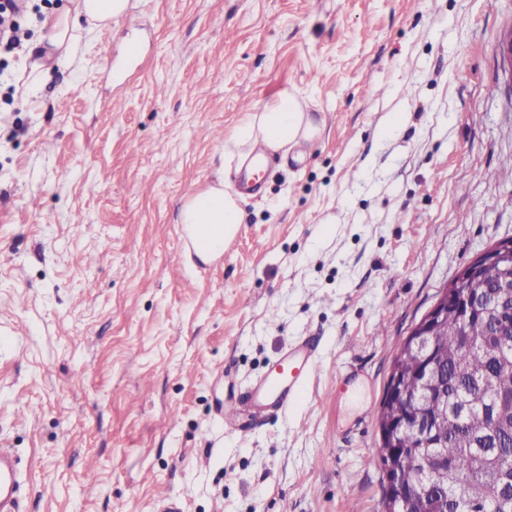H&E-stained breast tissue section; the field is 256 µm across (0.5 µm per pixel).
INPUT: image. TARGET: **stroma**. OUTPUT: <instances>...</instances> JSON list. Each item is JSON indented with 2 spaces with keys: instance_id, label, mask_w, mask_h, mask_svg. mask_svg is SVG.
<instances>
[{
  "instance_id": "35a3bbf8",
  "label": "stroma",
  "mask_w": 512,
  "mask_h": 512,
  "mask_svg": "<svg viewBox=\"0 0 512 512\" xmlns=\"http://www.w3.org/2000/svg\"><path fill=\"white\" fill-rule=\"evenodd\" d=\"M130 2L74 21L70 66L42 54L68 0L0 53V448L21 512H382L397 351L512 237V0ZM286 87L322 133L271 157L203 264L182 201ZM304 339L301 400L242 406Z\"/></svg>"
}]
</instances>
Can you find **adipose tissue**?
I'll use <instances>...</instances> for the list:
<instances>
[{
	"label": "adipose tissue",
	"mask_w": 512,
	"mask_h": 512,
	"mask_svg": "<svg viewBox=\"0 0 512 512\" xmlns=\"http://www.w3.org/2000/svg\"><path fill=\"white\" fill-rule=\"evenodd\" d=\"M319 134L305 101L287 88L260 110L244 113L224 142V165L214 182L187 194L182 202L179 222L190 251L205 263L221 259L244 220V195L235 187V176L259 173L265 158L287 155Z\"/></svg>",
	"instance_id": "1"
}]
</instances>
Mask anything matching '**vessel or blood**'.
<instances>
[{"instance_id": "vessel-or-blood-1", "label": "vessel or blood", "mask_w": 512, "mask_h": 512, "mask_svg": "<svg viewBox=\"0 0 512 512\" xmlns=\"http://www.w3.org/2000/svg\"><path fill=\"white\" fill-rule=\"evenodd\" d=\"M317 360L304 346L291 350L270 367L266 376L251 385L245 395L258 406H283L296 397L314 372ZM18 473L11 453L0 448V512H21L16 495Z\"/></svg>"}]
</instances>
